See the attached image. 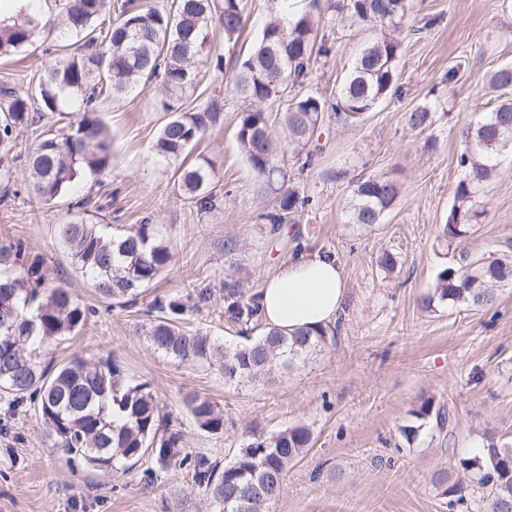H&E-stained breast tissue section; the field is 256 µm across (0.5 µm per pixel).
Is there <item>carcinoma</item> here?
Returning <instances> with one entry per match:
<instances>
[{
	"instance_id": "obj_1",
	"label": "carcinoma",
	"mask_w": 512,
	"mask_h": 512,
	"mask_svg": "<svg viewBox=\"0 0 512 512\" xmlns=\"http://www.w3.org/2000/svg\"><path fill=\"white\" fill-rule=\"evenodd\" d=\"M59 11L48 17L33 14L0 21V55L35 42L41 33L66 42L81 41L76 52L44 49L51 55L35 95L0 89V181L10 180L21 130L79 103L76 118L61 135L43 139L28 155L29 185L44 201L66 194L85 173H101L112 160L110 139L100 119L104 97H119L142 83L161 79L171 95L196 86L200 68L213 63L224 72V59L211 55L209 27L218 24L228 42L244 26L242 0H168L146 9L111 0H58ZM411 0H334L336 19L376 31L351 61L342 82L328 95L306 89L317 61L335 45L318 33L307 15L294 20L282 14L265 25L252 52L239 63L236 92L246 101L236 115V138L256 177L258 193L276 199L263 214L272 229L305 206V199L286 188L291 161L303 169L312 162L310 142L325 117L341 126L363 123L370 112L397 92L401 42L395 32L409 13ZM491 84L512 90V65L494 71ZM436 106L423 104L406 113L409 129L421 134L435 122ZM220 118L212 104L195 112H174L154 144L166 159L187 158ZM285 131L273 140V127ZM462 149L457 166L462 176L453 191L440 236L464 239L485 214L481 196L492 182L499 159L512 154V96L463 124L458 132ZM178 185L201 211L217 206L212 192L216 165L201 158L178 167ZM403 195L402 185L385 176L357 179L348 205L349 223L379 224ZM89 199L62 225L61 237L76 269L90 278L99 296L123 308L138 302L143 288L172 263L173 253L160 225L132 224L120 233L95 220ZM25 244H0V391L7 394V413L32 408L53 447L93 468L129 470L148 458L159 467L174 462L186 468L208 501L209 512H268L285 490L292 465L311 447L312 434L303 425L266 436L254 434L224 466L204 454L183 448L181 437L168 431L170 415L143 383L128 379L111 360L92 361L79 355L56 364L43 354L52 342L73 336L85 325V307L69 289L53 285L34 257L23 261ZM512 288V256H490L461 267L441 269L433 292L434 304L464 305L475 311L496 307L501 293ZM189 300L157 298L136 331L154 351L179 363L217 364L224 383L269 381L305 365L332 341L328 329L302 330L290 335L263 330L250 343L226 346L219 337L182 325ZM224 320L250 332L262 325L258 293L238 283L224 288ZM188 408L199 428L224 431V414L210 400L193 398ZM433 412L431 402L412 411L417 424L404 429L415 437ZM512 443L485 434L482 450L456 462L464 478L444 488L451 507L471 512H512Z\"/></svg>"
}]
</instances>
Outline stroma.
<instances>
[{
	"mask_svg": "<svg viewBox=\"0 0 512 512\" xmlns=\"http://www.w3.org/2000/svg\"><path fill=\"white\" fill-rule=\"evenodd\" d=\"M332 0H288L289 15L310 14L336 50L321 59L309 91L334 90L347 63L371 30L337 22ZM245 30L234 42L220 27L210 30L213 52L223 54L224 71L203 69L195 88L179 103L188 111L217 104L219 122L196 147L216 164L220 206L197 210L177 185L175 162L153 150L167 116L158 83L107 99L100 115L110 135L112 162L104 173L80 179L65 196L45 202L28 188L25 158L45 135L57 134L72 116L57 112L20 132L10 182L0 184V242L23 240L30 256L44 260L49 281L63 284L91 315L77 335L57 341L50 356L78 353L108 358L136 381L149 385L174 421L187 450L229 462L252 433L272 435L307 426L313 436L307 454L287 476L283 495L269 512H450L435 479L454 470L459 458L479 452L485 431L512 441V289L496 308L475 311L459 305L427 310L423 298L437 273L463 259L512 254V158L504 157L486 188V215L461 243L439 235L460 176L458 127L495 103L491 73L512 63V0H412L401 28L398 92L367 120L353 127L325 121L323 147L312 166L289 168L290 185L308 200L278 234L261 215L268 201L256 194V178L235 135L244 102L233 89L235 64L249 54L269 21L270 0H243ZM42 43L0 57V87L26 93L38 83ZM460 65L459 76L448 70ZM434 102V125L411 132L404 114ZM383 175L400 182L404 194L382 223H349L347 205L355 180ZM91 199L98 221L121 230L150 222L163 227L174 259L141 299L194 296L208 287L210 301L185 323L223 342L244 344L224 319V286L238 281L259 290L294 247L333 252L344 270L346 296L330 328L334 340L300 369L271 384L225 385L216 368L171 361L154 352L137 333V313L101 305L77 272L58 234L70 218L69 204ZM238 249L225 253L224 240ZM400 264L386 273L382 252ZM201 397L224 412V431H202L187 407ZM448 415L446 428L427 424L416 440L401 429L424 400ZM0 399V512H205L186 469L172 465L145 484L140 470L124 475L93 470L53 450L34 411L6 416Z\"/></svg>",
	"mask_w": 512,
	"mask_h": 512,
	"instance_id": "1",
	"label": "stroma"
}]
</instances>
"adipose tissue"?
<instances>
[{"mask_svg": "<svg viewBox=\"0 0 512 512\" xmlns=\"http://www.w3.org/2000/svg\"><path fill=\"white\" fill-rule=\"evenodd\" d=\"M266 327L287 333L333 321L345 298V276L336 258L300 255L283 263L261 287Z\"/></svg>", "mask_w": 512, "mask_h": 512, "instance_id": "adipose-tissue-1", "label": "adipose tissue"}]
</instances>
